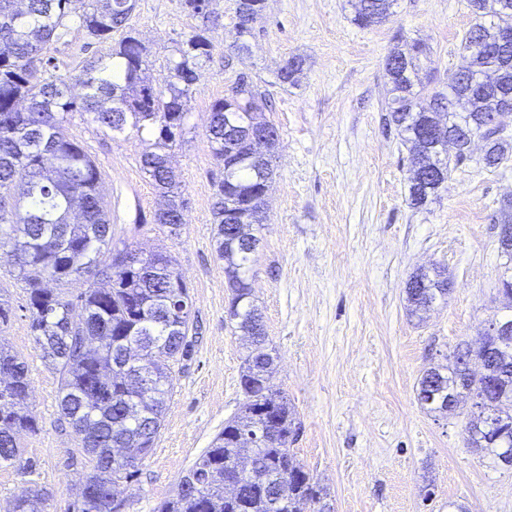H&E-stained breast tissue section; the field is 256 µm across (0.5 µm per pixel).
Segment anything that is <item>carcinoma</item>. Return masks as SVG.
Instances as JSON below:
<instances>
[{"mask_svg": "<svg viewBox=\"0 0 512 512\" xmlns=\"http://www.w3.org/2000/svg\"><path fill=\"white\" fill-rule=\"evenodd\" d=\"M236 0L238 34L250 36L264 9V0ZM394 0H357L353 22L366 29L390 16ZM512 0H470L478 17L512 19L501 4ZM136 0H0V236L14 240L9 273L23 284L26 311L36 348L59 375V412L79 437L90 464L73 512H122L113 485L134 481L141 462L161 429L173 390V367L189 356L194 323L189 289L171 255L142 251L135 243L112 248V224L98 190L100 171L68 134L70 116L78 112L96 130L121 134L128 130L154 133L152 148L142 154L141 169L158 190L161 202L152 223L172 235L183 226L185 201L171 164V151L183 136L184 120L197 72L211 58L206 32L219 19L212 0H183L197 20L193 32L169 60L171 80L153 84L148 53L126 30ZM78 23L108 52L90 61L79 79L83 92H73L68 79L49 73L57 68L51 45ZM506 25L472 26L464 38L465 64L448 79V91L416 79L423 47L397 44L386 58L390 77L386 102L389 123L408 145L411 161L423 175L442 172L439 180L409 185V198L424 206L448 180L450 165L467 157H448V135L463 138L489 111L488 96L473 94L461 111L448 104L469 86L489 84L491 93L512 108V38ZM123 32L118 42L112 34ZM303 61L292 57L280 66L282 83H295ZM266 96L248 90L233 101L224 97L211 105L208 139L224 178L213 205L217 224L215 251L224 261L232 300L229 320L245 338L240 386L244 400L224 424L210 448L191 467L193 484L161 504L159 512H287L276 510V482L288 497L315 500L325 494L296 460L289 445L297 434L295 412L288 398L272 389L275 359L269 352L262 316L254 304L250 263L259 248L255 226L264 223L265 197L273 181L272 159L278 128L270 125L272 142L261 158L249 154L245 140L225 137L229 122L246 128L257 119L267 122ZM445 116L443 135L426 132L431 114ZM482 162L496 168L512 152V135L485 138ZM81 279L87 288L68 297V286ZM451 283L444 271L419 270L407 283L411 313L418 315L446 300ZM80 309L81 317L72 312ZM507 362L487 361L489 374L462 382L457 360L426 370L416 392L432 387L431 401L421 406L448 414L450 403L466 394L479 416L512 422V351ZM31 382L25 361L0 345V463L21 469L18 435L38 431L27 397ZM470 444L498 458L512 452L505 439L475 424ZM133 451V463L116 467L112 448ZM230 483L242 485L243 496H227ZM48 493L27 488L15 498L12 512H45Z\"/></svg>", "mask_w": 512, "mask_h": 512, "instance_id": "carcinoma-1", "label": "carcinoma"}]
</instances>
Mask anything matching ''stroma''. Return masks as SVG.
<instances>
[{
  "instance_id": "obj_1",
  "label": "stroma",
  "mask_w": 512,
  "mask_h": 512,
  "mask_svg": "<svg viewBox=\"0 0 512 512\" xmlns=\"http://www.w3.org/2000/svg\"><path fill=\"white\" fill-rule=\"evenodd\" d=\"M210 61L199 71L174 150L187 202L179 235L151 216L157 191L140 156L150 133L112 136L73 115L70 135L97 165L111 209L113 245L135 242L174 256L190 288L197 340L176 365L174 390L136 483L121 486L123 512H158L195 461L210 448L243 399L242 336L228 318L231 290L215 253L213 204L223 165L207 138L210 106L249 73L273 102L279 130L267 219L250 275L274 350L272 379L294 406L301 431L291 451L327 487L335 512H512V468L467 444L471 406L442 417L422 409L416 386L459 343L477 342L507 311L499 277L511 264L499 249V210L512 198V159L483 167V142L422 208L409 199V154L387 125L385 59L401 40H421L418 81L443 87L462 60L475 24L469 0H395L389 19L362 29L351 0H265L263 18L237 58L235 0H214ZM182 0H136L128 22L148 47L153 83L165 88L167 58L192 30ZM71 26L60 41L57 72L77 82L104 53ZM303 60L296 84L276 71ZM12 243L0 239V297L13 316L0 341L29 369V405L39 430L19 437L28 471L0 465V512L25 488L48 491L47 512H68L89 471L79 438L60 419L58 376L34 347L26 297L9 274ZM444 267L452 290L425 317L410 315L405 287L420 268Z\"/></svg>"
}]
</instances>
